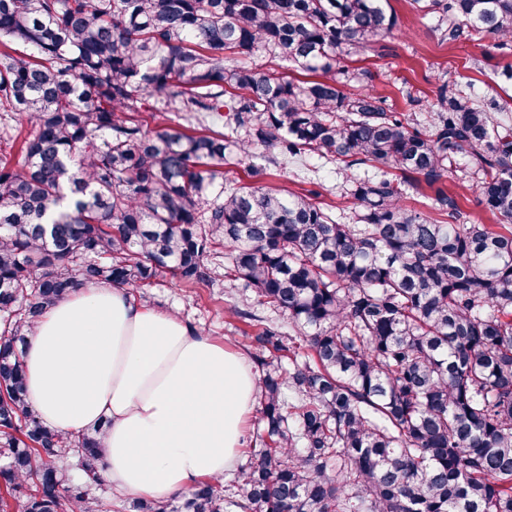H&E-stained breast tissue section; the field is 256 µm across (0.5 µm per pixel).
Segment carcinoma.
Masks as SVG:
<instances>
[{"instance_id": "1", "label": "carcinoma", "mask_w": 512, "mask_h": 512, "mask_svg": "<svg viewBox=\"0 0 512 512\" xmlns=\"http://www.w3.org/2000/svg\"><path fill=\"white\" fill-rule=\"evenodd\" d=\"M384 0H0V512H103L106 425L45 426L22 368L33 325L78 288L240 281L293 334L233 306L258 373L259 428L224 494L203 480L129 512H512V95L454 80L411 123L341 67L397 26ZM440 39L512 42V0H410ZM31 49L20 55L14 45ZM264 54L306 80L239 63ZM152 104L245 138L146 131ZM257 178L313 154L351 180L352 224ZM395 170L472 181L494 224L402 205ZM224 253V270L212 262ZM288 353L283 363L282 353ZM75 447L79 474L58 464Z\"/></svg>"}]
</instances>
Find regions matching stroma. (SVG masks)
I'll list each match as a JSON object with an SVG mask.
<instances>
[{"label": "stroma", "mask_w": 512, "mask_h": 512, "mask_svg": "<svg viewBox=\"0 0 512 512\" xmlns=\"http://www.w3.org/2000/svg\"><path fill=\"white\" fill-rule=\"evenodd\" d=\"M398 25L389 36L378 39L363 57L347 59L348 68H365L371 73L367 83L386 96L394 111L407 115L432 110L445 76L461 85L473 86L480 95L490 97L500 91L499 72L512 64V42L500 46L492 39L442 42L435 32V20L413 10L408 0H389ZM367 165L350 168L312 155L292 159L266 177L269 186L310 197L326 208L337 221L351 223L353 201L346 193L345 181L370 173ZM153 307L175 314L205 335L243 350V340L234 338L227 309L230 304L253 301L251 291L235 285H216L191 291L170 279L151 290Z\"/></svg>", "instance_id": "obj_1"}]
</instances>
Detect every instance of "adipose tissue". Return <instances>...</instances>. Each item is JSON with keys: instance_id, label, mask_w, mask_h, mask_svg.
Segmentation results:
<instances>
[{"instance_id": "1", "label": "adipose tissue", "mask_w": 512, "mask_h": 512, "mask_svg": "<svg viewBox=\"0 0 512 512\" xmlns=\"http://www.w3.org/2000/svg\"><path fill=\"white\" fill-rule=\"evenodd\" d=\"M23 368L45 425L73 436L106 424L102 475L121 494L167 499L242 464L252 366L130 288L71 292L32 328Z\"/></svg>"}]
</instances>
